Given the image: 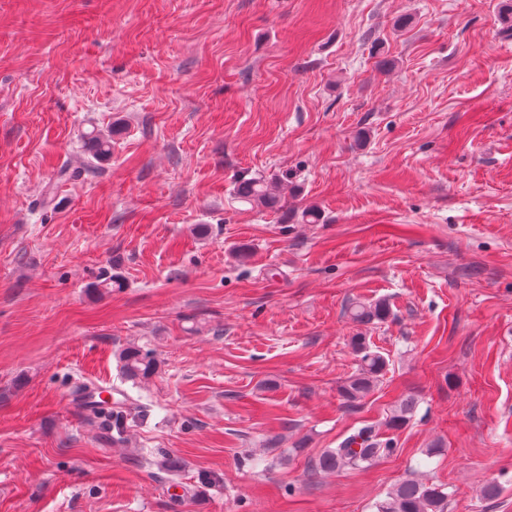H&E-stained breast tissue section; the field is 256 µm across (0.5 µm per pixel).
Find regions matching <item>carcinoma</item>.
Returning <instances> with one entry per match:
<instances>
[{
    "mask_svg": "<svg viewBox=\"0 0 512 512\" xmlns=\"http://www.w3.org/2000/svg\"><path fill=\"white\" fill-rule=\"evenodd\" d=\"M87 151L96 158H106L112 154V138L105 137L93 130L84 135ZM236 198L259 209L278 210L283 207L282 196L273 183L261 178H242L235 190ZM348 311L351 318L361 324H370L384 319L389 309L383 302L350 303ZM359 363L342 385L340 393L348 405L361 402L380 382L386 367V359L376 351L370 350L365 343L356 346ZM156 359L149 352L130 350L122 356V375L135 381L146 378L156 370ZM415 403L411 398L403 400L393 411L389 426L402 427L413 412ZM97 415L115 418L112 429L116 434L111 440L120 441L124 433L122 416H113L112 407L100 401L90 405ZM397 451V443L392 438H382L372 426H363L343 439L335 448H330L320 456L317 468L322 472H334L344 467H368L379 459ZM449 494L444 488L433 482L410 477L392 488L384 498L378 500L375 512H447Z\"/></svg>",
    "mask_w": 512,
    "mask_h": 512,
    "instance_id": "obj_1",
    "label": "carcinoma"
}]
</instances>
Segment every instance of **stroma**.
I'll list each match as a JSON object with an SVG mask.
<instances>
[{
	"instance_id": "stroma-1",
	"label": "stroma",
	"mask_w": 512,
	"mask_h": 512,
	"mask_svg": "<svg viewBox=\"0 0 512 512\" xmlns=\"http://www.w3.org/2000/svg\"><path fill=\"white\" fill-rule=\"evenodd\" d=\"M366 425L396 452L316 472ZM419 475L512 512V0H0V512H373ZM274 183L262 177L242 178L235 190L236 198L259 209L279 210L282 208V196ZM348 311L354 321L361 324H370L384 319L389 309L385 303L380 301L374 303L356 301L350 303ZM356 352L359 357L357 368L344 380L339 389L348 406H355L374 391L386 367L384 356L370 350L364 342L357 344ZM122 375L127 380L135 381L153 374L157 367L156 359L149 352L130 350L122 356Z\"/></svg>"
}]
</instances>
